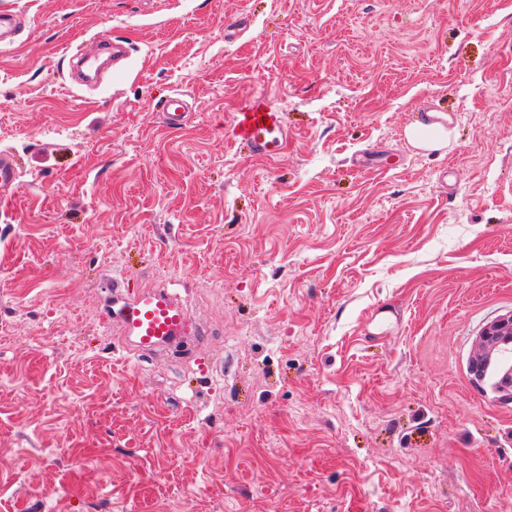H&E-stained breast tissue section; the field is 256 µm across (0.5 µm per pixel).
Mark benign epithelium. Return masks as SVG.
<instances>
[{"label":"benign epithelium","instance_id":"7a95c632","mask_svg":"<svg viewBox=\"0 0 512 512\" xmlns=\"http://www.w3.org/2000/svg\"><path fill=\"white\" fill-rule=\"evenodd\" d=\"M478 350L467 364L475 384L496 378L495 390L512 401V313L488 323L477 336Z\"/></svg>","mask_w":512,"mask_h":512}]
</instances>
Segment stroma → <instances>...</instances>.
Masks as SVG:
<instances>
[{
  "label": "stroma",
  "mask_w": 512,
  "mask_h": 512,
  "mask_svg": "<svg viewBox=\"0 0 512 512\" xmlns=\"http://www.w3.org/2000/svg\"><path fill=\"white\" fill-rule=\"evenodd\" d=\"M1 9L0 512H512V402L466 371L512 312V0ZM157 288L193 331L137 359L112 305ZM264 118L271 121L269 126L264 123ZM234 136L257 158L275 159L288 144V130L281 123L279 112H269L260 102L247 112L239 113ZM406 135L414 147L435 151L446 145L449 132L440 123L416 121L407 127ZM17 177L15 159L7 154H0V191L3 195L14 191Z\"/></svg>",
  "instance_id": "1"
}]
</instances>
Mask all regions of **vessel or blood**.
<instances>
[{"mask_svg":"<svg viewBox=\"0 0 512 512\" xmlns=\"http://www.w3.org/2000/svg\"><path fill=\"white\" fill-rule=\"evenodd\" d=\"M234 136L249 147L253 156L264 159L277 158L288 144V131L279 114L268 112L259 103L239 114ZM112 320L121 327L133 350L141 354L177 341L190 327L189 315L177 296L165 291H147L122 302L113 309Z\"/></svg>","mask_w":512,"mask_h":512,"instance_id":"vessel-or-blood-1","label":"vessel or blood"}]
</instances>
